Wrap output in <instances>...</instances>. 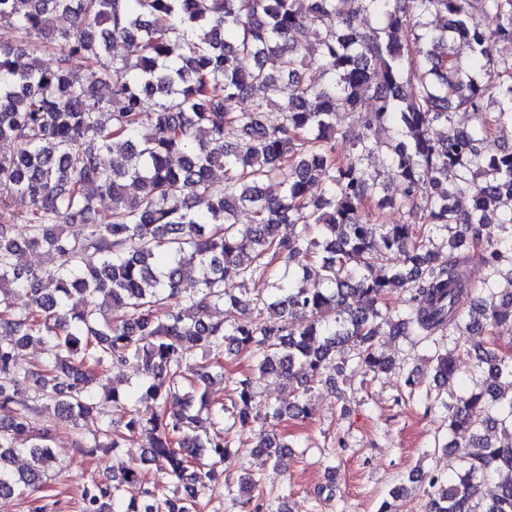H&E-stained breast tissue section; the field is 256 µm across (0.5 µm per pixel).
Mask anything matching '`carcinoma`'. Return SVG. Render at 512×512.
Returning <instances> with one entry per match:
<instances>
[{
    "mask_svg": "<svg viewBox=\"0 0 512 512\" xmlns=\"http://www.w3.org/2000/svg\"><path fill=\"white\" fill-rule=\"evenodd\" d=\"M47 13L70 27H46ZM3 23L17 37L0 46V183L27 210L18 216L0 199V495L31 496L56 467L35 402L76 427L102 393L129 406L128 419L121 430L101 423L93 448L116 456L144 436L157 467L187 484L172 499L134 471L107 474L82 486V512H197L229 431L255 421L251 378L237 381L231 407L209 399L224 380V352H254L259 376L305 393L347 366V348L369 371L387 372L391 359L377 349L387 319L394 335L434 346L440 388L457 373L443 336L464 328L483 352V390L441 402L451 434L442 448L466 452L454 481L426 475V512H512V442L488 436L498 424L512 432V356L489 338L512 318V145L492 156L479 148L512 126V58L486 60L490 40L512 41V0H0ZM308 26L318 31L312 49L296 42ZM124 39L140 43L134 62L109 55ZM457 43L467 58L454 54ZM20 52L52 62L20 68ZM308 58L321 73L313 84L303 80ZM366 97L375 104L361 113L365 133L339 159L336 116ZM238 99L251 108L232 111ZM276 100L282 119L272 125L265 110ZM460 108L476 119L473 131L453 127ZM227 128L237 131L233 143ZM379 154L399 180L396 197L370 168ZM214 167L224 169L216 191ZM273 180L272 197L264 185ZM131 184L139 194L129 195ZM463 190L474 198L467 211L453 204ZM101 198L111 202L103 224ZM374 207L408 221L379 224ZM240 208L252 212L250 255L237 241ZM494 215L501 235L482 249L483 285L496 294L509 267L508 301L466 321L460 301L476 291L466 263ZM65 224L82 225V236H65ZM438 233L447 234L443 267L434 264ZM25 247L45 250L54 265L21 266ZM389 253L401 264L384 266ZM189 269L201 276L186 292ZM256 279L273 281L269 299L250 296ZM17 293L26 307L15 306ZM179 293L185 305L174 309L168 299ZM394 293L407 295V307L388 318L379 304ZM226 305L241 317L224 320ZM33 344L44 359L21 365L20 350ZM131 362L143 375L136 390L103 382L107 365ZM144 399L155 406L146 421L136 410ZM26 434L30 446L17 447ZM286 447L275 434L254 441L275 465ZM20 454L30 462L16 472ZM489 476L497 493L481 507ZM125 485L140 486L138 505L124 507ZM226 488L239 512H287L261 476Z\"/></svg>",
    "mask_w": 512,
    "mask_h": 512,
    "instance_id": "carcinoma-1",
    "label": "carcinoma"
}]
</instances>
